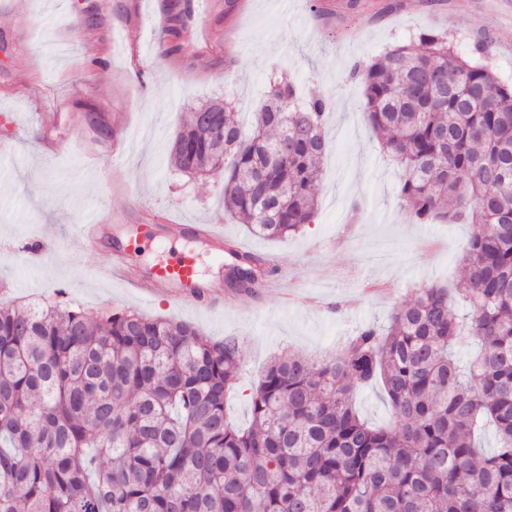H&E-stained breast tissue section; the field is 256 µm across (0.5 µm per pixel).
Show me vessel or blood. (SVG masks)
Listing matches in <instances>:
<instances>
[{"label": "vessel or blood", "mask_w": 512, "mask_h": 512, "mask_svg": "<svg viewBox=\"0 0 512 512\" xmlns=\"http://www.w3.org/2000/svg\"><path fill=\"white\" fill-rule=\"evenodd\" d=\"M162 235L171 239L188 236L208 245L211 249L222 250L224 234L211 224H164L161 227L143 225L135 229L122 246L116 248V259L112 264L100 269L103 278L125 280L130 288L143 299H151L158 289H172L179 301L187 306H197L198 288L202 287L198 257L191 251L170 253L146 269L133 271L131 256L143 245L145 237Z\"/></svg>", "instance_id": "vessel-or-blood-1"}]
</instances>
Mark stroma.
I'll return each mask as SVG.
<instances>
[{"label": "stroma", "mask_w": 512, "mask_h": 512, "mask_svg": "<svg viewBox=\"0 0 512 512\" xmlns=\"http://www.w3.org/2000/svg\"><path fill=\"white\" fill-rule=\"evenodd\" d=\"M195 0L182 47L158 53L169 0H0V305L58 304L96 319L113 309L194 324L240 341L244 374L228 402L239 426L269 359L334 356L346 336L385 325L423 283L456 285L469 224H413L351 69L391 46L444 32L471 56L484 44L512 85V25L500 0ZM301 97L331 102L318 209L299 235H251L225 214L221 185L175 174L169 148L188 108L219 99L251 120L274 71ZM218 224L277 261L281 284L259 295L224 286L218 258L195 244L221 309L142 301L98 270L112 247L88 251L80 225Z\"/></svg>", "instance_id": "35a3bbf8"}]
</instances>
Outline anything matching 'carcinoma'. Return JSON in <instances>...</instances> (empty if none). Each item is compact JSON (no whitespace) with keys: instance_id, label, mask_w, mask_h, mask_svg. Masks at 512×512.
<instances>
[{"instance_id":"obj_1","label":"carcinoma","mask_w":512,"mask_h":512,"mask_svg":"<svg viewBox=\"0 0 512 512\" xmlns=\"http://www.w3.org/2000/svg\"><path fill=\"white\" fill-rule=\"evenodd\" d=\"M182 33L168 28L164 51ZM351 76L409 219L476 225L455 289L475 358L464 368L453 355L450 289L422 284L332 361L274 357L238 429L225 412L243 372L237 338L129 310L95 323L57 305L0 307V512H512V86L440 33ZM328 109L282 75L249 129L230 102L198 106L170 164L219 181L251 232L288 238L318 209ZM224 249L228 287L251 293L267 270ZM376 381L398 428L353 408L355 388ZM490 424L498 447L485 455Z\"/></svg>"}]
</instances>
